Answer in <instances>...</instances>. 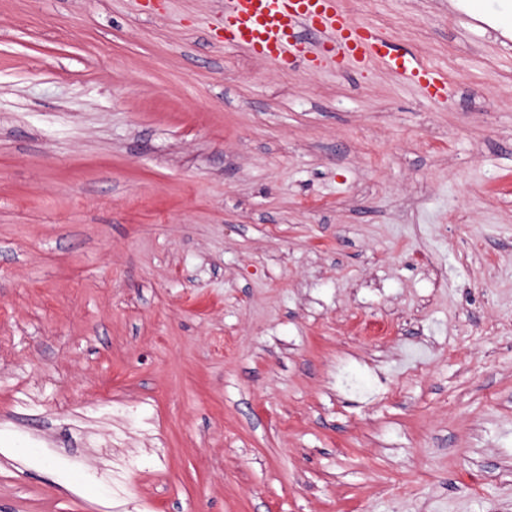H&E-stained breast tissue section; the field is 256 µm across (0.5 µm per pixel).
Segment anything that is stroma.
<instances>
[{"label": "stroma", "mask_w": 512, "mask_h": 512, "mask_svg": "<svg viewBox=\"0 0 512 512\" xmlns=\"http://www.w3.org/2000/svg\"><path fill=\"white\" fill-rule=\"evenodd\" d=\"M338 2L0 0V512H512V31ZM307 27L330 39L313 59L319 66L361 67L379 64L386 71L423 85L445 90L441 75L416 55L400 51L368 26L353 21L337 0H225L224 40L246 47L263 60L288 70L295 65L298 31Z\"/></svg>", "instance_id": "35a3bbf8"}]
</instances>
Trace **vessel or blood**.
Instances as JSON below:
<instances>
[{
  "mask_svg": "<svg viewBox=\"0 0 512 512\" xmlns=\"http://www.w3.org/2000/svg\"><path fill=\"white\" fill-rule=\"evenodd\" d=\"M307 27L328 37L317 65L378 64L425 88L442 90L441 75L416 55L392 46L368 26L353 21L337 0H224V39L261 59L290 69L297 58V36Z\"/></svg>",
  "mask_w": 512,
  "mask_h": 512,
  "instance_id": "1",
  "label": "vessel or blood"
}]
</instances>
